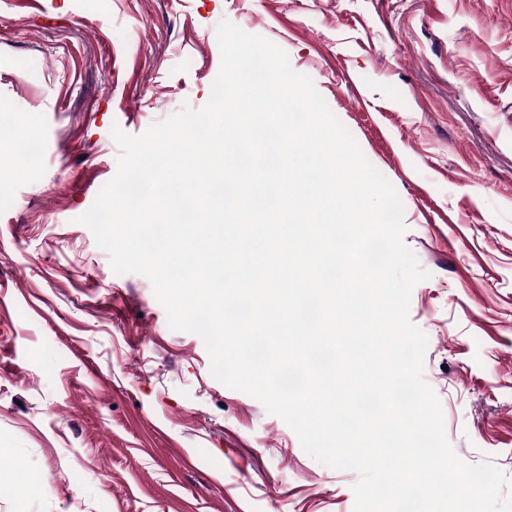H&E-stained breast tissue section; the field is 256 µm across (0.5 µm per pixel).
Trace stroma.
Wrapping results in <instances>:
<instances>
[{
  "instance_id": "1",
  "label": "stroma",
  "mask_w": 512,
  "mask_h": 512,
  "mask_svg": "<svg viewBox=\"0 0 512 512\" xmlns=\"http://www.w3.org/2000/svg\"><path fill=\"white\" fill-rule=\"evenodd\" d=\"M225 20L394 188L446 437L512 478V0H0V106L43 142L35 169L0 162V512H353L357 473L216 380L78 221L117 172L112 127L208 102Z\"/></svg>"
}]
</instances>
